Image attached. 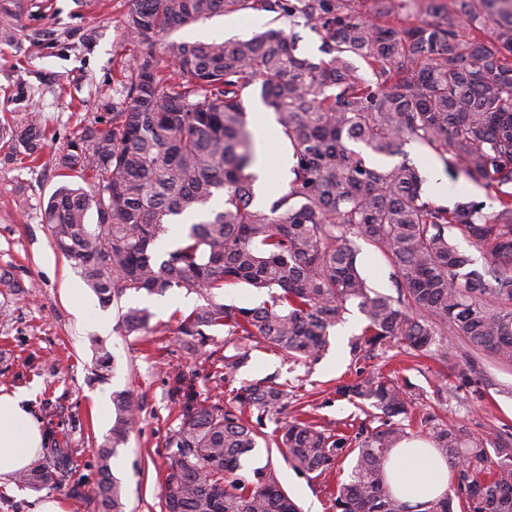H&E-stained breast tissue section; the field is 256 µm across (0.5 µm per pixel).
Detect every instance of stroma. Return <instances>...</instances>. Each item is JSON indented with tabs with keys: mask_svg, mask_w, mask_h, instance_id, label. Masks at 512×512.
Masks as SVG:
<instances>
[{
	"mask_svg": "<svg viewBox=\"0 0 512 512\" xmlns=\"http://www.w3.org/2000/svg\"><path fill=\"white\" fill-rule=\"evenodd\" d=\"M4 9L18 14L25 38L18 46L0 43V116L16 121L26 109H34L52 138L34 169L5 160L0 149V269L10 270L22 287L19 295L0 297V310L10 312L9 318L0 317V393L30 390L29 412L41 431L66 434L75 461L69 481L93 484L98 447L112 427V394L129 391L141 410L127 445L110 460L111 471L124 488L126 512H160L170 455L162 442L177 424L168 374L177 367L195 373L201 393L223 404L234 386L272 374L282 382L296 376L288 391L289 405H302L314 421L347 435L355 434L364 415L337 395V386L383 367L400 371L417 388L415 416L430 413L458 421L477 435L494 428L512 430V396L494 393L468 403L438 399V390L452 387L454 378L441 374L435 359L413 360L395 347L355 359L347 343L336 341L311 368L293 371L278 354L261 347L235 381L220 380L213 375L212 362L225 353L223 337H215L211 354L196 357L188 356L179 343L180 314L202 303L198 295L179 290L152 303L140 292L123 296V306H148L153 326L149 337L99 333L98 321H116L117 311L100 307L73 262L54 250L41 208L59 186L79 181L75 175L63 177L58 166L72 132L103 112L104 96H121L135 54L126 37L127 0H0V11ZM269 20L264 12L215 15L181 28L173 37L186 42L247 38L265 30ZM19 84L28 92L24 107L5 98ZM76 292L88 303L80 315L72 302ZM99 343L114 356L115 368L106 382L94 383L90 367ZM268 463L302 512H333L332 484L295 472L279 453L257 449L246 466ZM44 497L60 500L66 512H94L92 502L69 497L64 487L35 491L13 479L0 485V512H31L32 501Z\"/></svg>",
	"mask_w": 512,
	"mask_h": 512,
	"instance_id": "obj_1",
	"label": "stroma"
}]
</instances>
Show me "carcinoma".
Wrapping results in <instances>:
<instances>
[{
    "label": "carcinoma",
    "mask_w": 512,
    "mask_h": 512,
    "mask_svg": "<svg viewBox=\"0 0 512 512\" xmlns=\"http://www.w3.org/2000/svg\"><path fill=\"white\" fill-rule=\"evenodd\" d=\"M408 8L409 0H373L371 14L359 12L358 0H128L127 39L138 53L123 102L73 133L59 165L82 184L59 187L42 209L55 249L75 262L101 306L118 305L121 331H151L148 309L120 306L129 291L197 294L204 304L181 314L178 333L196 353L224 334L233 353L215 374L232 378L259 344L296 365L318 361L354 304L365 324L353 355L396 346L415 358L451 357L457 389L479 398L505 392L478 353L512 364V193L498 192L490 212L467 198L435 205L404 146L425 147L453 178L495 189L512 183V0H452L428 24L401 19ZM247 11L273 23L304 20L328 59L303 56L298 35L273 28L227 42L163 40L213 14ZM158 49L174 74L160 67ZM257 83L294 159L288 190L268 208L254 204L257 151L241 98ZM45 139L37 112L0 125L13 160L37 162ZM369 153L402 160L379 168ZM185 218L194 222L176 245L158 251L169 225ZM459 235L489 263L460 250ZM359 240L387 260L397 296L368 286ZM237 284L269 300L243 307L220 299ZM110 368L100 345L91 380L108 379ZM169 380L178 424L163 441L172 449L164 512H299L270 466L243 474L267 420L299 473L327 477L339 458L355 456L336 483L334 512H512V433L476 436L434 417L429 437L452 468L454 494L415 506L391 495L385 464L412 437L406 415L415 393L382 373L338 388L378 422L353 439L297 417L280 425L283 391L269 377L237 388V408L202 397L182 370ZM244 407L256 425L243 421ZM139 410L129 392L112 393L94 484L68 487L96 512H126L110 459ZM72 468L66 440L55 438L17 483L58 485Z\"/></svg>",
    "instance_id": "obj_1"
}]
</instances>
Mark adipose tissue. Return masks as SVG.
Segmentation results:
<instances>
[{"label": "adipose tissue", "instance_id": "adipose-tissue-1", "mask_svg": "<svg viewBox=\"0 0 512 512\" xmlns=\"http://www.w3.org/2000/svg\"><path fill=\"white\" fill-rule=\"evenodd\" d=\"M28 392L0 394V483L24 470L41 448L42 434L25 409ZM451 468L424 439L393 450L385 481L392 496L412 505L444 496Z\"/></svg>", "mask_w": 512, "mask_h": 512}]
</instances>
